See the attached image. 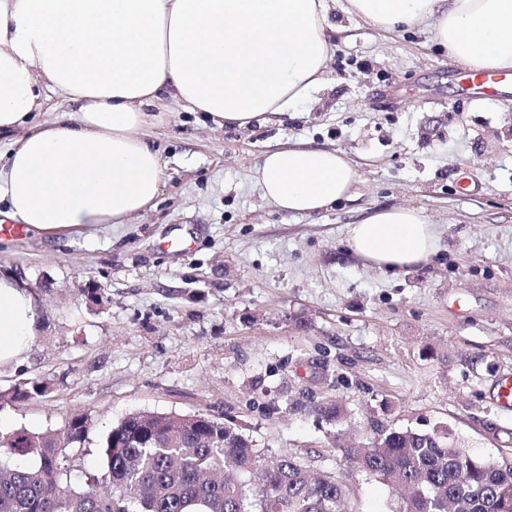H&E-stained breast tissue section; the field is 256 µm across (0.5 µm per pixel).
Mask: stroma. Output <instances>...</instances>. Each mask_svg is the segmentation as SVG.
<instances>
[{
    "label": "stroma",
    "mask_w": 512,
    "mask_h": 512,
    "mask_svg": "<svg viewBox=\"0 0 512 512\" xmlns=\"http://www.w3.org/2000/svg\"><path fill=\"white\" fill-rule=\"evenodd\" d=\"M324 86L251 128L214 126L175 102L144 129L164 166L158 199L123 224L70 239H0V273L38 300L27 358L0 372V432L94 427L68 449L72 480L103 470L112 425L138 411L207 414L253 446L293 452L312 472L348 464L327 438L355 442L370 424L447 427L472 457L512 461V411L494 397L512 378V87L458 98V63L428 27L391 33L331 0ZM288 145L345 152L351 195L309 216L262 198L250 173ZM409 204L441 231L425 265L380 272L346 230ZM188 237L183 250L171 238ZM94 279L102 305L81 291ZM44 396L4 400L24 381ZM333 396L351 419L331 426L292 401ZM358 512H392L387 486L354 475Z\"/></svg>",
    "instance_id": "35a3bbf8"
}]
</instances>
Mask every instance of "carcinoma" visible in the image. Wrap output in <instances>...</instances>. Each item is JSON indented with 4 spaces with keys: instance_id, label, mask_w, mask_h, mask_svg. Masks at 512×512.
Listing matches in <instances>:
<instances>
[{
    "instance_id": "carcinoma-1",
    "label": "carcinoma",
    "mask_w": 512,
    "mask_h": 512,
    "mask_svg": "<svg viewBox=\"0 0 512 512\" xmlns=\"http://www.w3.org/2000/svg\"><path fill=\"white\" fill-rule=\"evenodd\" d=\"M37 381L13 397L41 395ZM325 421L350 419L332 399L316 408ZM94 427L86 414L58 430L0 435V512H353L347 484L313 477L292 453H263L238 429L198 415L132 413L103 443V474L71 483L66 449ZM338 448L347 463L403 491L396 512H512V465L469 456L450 435L372 427Z\"/></svg>"
}]
</instances>
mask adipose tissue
<instances>
[{"mask_svg":"<svg viewBox=\"0 0 512 512\" xmlns=\"http://www.w3.org/2000/svg\"><path fill=\"white\" fill-rule=\"evenodd\" d=\"M384 30L431 27L463 64L512 68V0H347ZM328 0H0V132L20 130L0 159L7 219L50 238L122 224L151 206L164 168L141 130L164 100L244 129L281 114L325 82ZM73 115L30 124L45 90ZM358 166L344 152L269 151L251 179L289 215L348 197ZM350 250L382 272L427 263L440 232L413 206L349 225ZM38 305L0 274V370L22 362Z\"/></svg>","mask_w":512,"mask_h":512,"instance_id":"ef3b65f1","label":"adipose tissue"}]
</instances>
